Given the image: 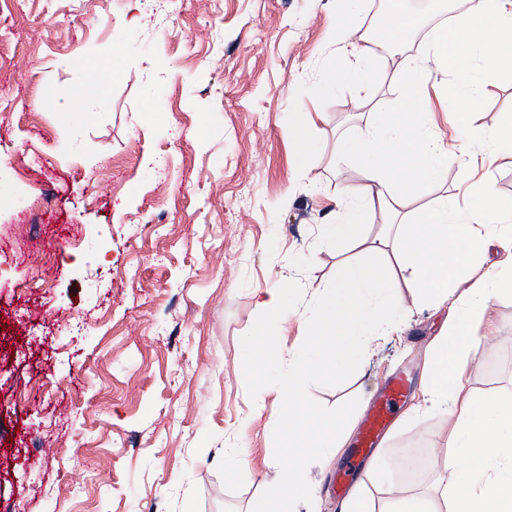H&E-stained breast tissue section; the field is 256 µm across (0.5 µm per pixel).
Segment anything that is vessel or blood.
Returning a JSON list of instances; mask_svg holds the SVG:
<instances>
[{"label":"vessel or blood","mask_w":512,"mask_h":512,"mask_svg":"<svg viewBox=\"0 0 512 512\" xmlns=\"http://www.w3.org/2000/svg\"><path fill=\"white\" fill-rule=\"evenodd\" d=\"M408 381L405 377L397 376L391 379L382 399L376 402L368 411L360 428L358 446L354 449L349 468L336 476V485L340 492H347L349 484L360 472L359 461L369 455L375 448L379 438L389 426L393 414L405 397Z\"/></svg>","instance_id":"b4317fda"}]
</instances>
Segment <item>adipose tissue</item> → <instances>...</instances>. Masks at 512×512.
<instances>
[{
    "label": "adipose tissue",
    "instance_id": "adipose-tissue-1",
    "mask_svg": "<svg viewBox=\"0 0 512 512\" xmlns=\"http://www.w3.org/2000/svg\"><path fill=\"white\" fill-rule=\"evenodd\" d=\"M334 41L338 52L354 55L357 71H334L330 87L364 83L377 59L400 54L419 19L390 14L367 39L351 41L349 22L359 0H340ZM450 63L455 83L449 91L448 127L440 129L422 93L429 60ZM492 73L512 74V0H470L453 14L450 25L433 28L430 38L405 57L392 105L376 112L357 135L336 143V162L354 160L362 181L343 187L336 197V221L320 227L324 244H361L372 220L386 225V240L396 252V266L364 260L343 262L334 280L323 284L316 311H301L308 348L281 353L275 334L286 320L294 288L279 281L255 292L262 313L246 360L255 380L279 363L283 411L279 434L295 463L273 470L274 496L267 512H297L306 492L305 470L347 442L355 417L345 411L315 412L309 402L314 381L344 372L370 355L378 339L398 331L397 319L411 307L440 310L449 294L462 295L459 308L444 319L435 338L420 391L431 409L448 416L444 441L448 471L457 473L446 498L448 512H512V401L493 394L473 395L462 377L480 356L482 341L471 332L512 276V203L497 195L490 181L472 185L468 202L441 197L415 207L419 188L440 181L453 153L481 167L512 159V118L490 127L474 126L478 89ZM339 512H437L426 494L400 495L375 509L364 489H355Z\"/></svg>",
    "mask_w": 512,
    "mask_h": 512
}]
</instances>
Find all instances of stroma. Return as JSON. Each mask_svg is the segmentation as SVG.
Returning <instances> with one entry per match:
<instances>
[{
	"instance_id": "35a3bbf8",
	"label": "stroma",
	"mask_w": 512,
	"mask_h": 512,
	"mask_svg": "<svg viewBox=\"0 0 512 512\" xmlns=\"http://www.w3.org/2000/svg\"><path fill=\"white\" fill-rule=\"evenodd\" d=\"M129 0H0V512H259L269 459L284 458L273 383L244 369L254 291L297 288L278 343L303 342L298 310L366 246L314 249L336 210L337 138L397 96L399 58L366 88L328 90L356 60L332 42L337 0H163L124 20ZM139 42L141 50L130 47ZM119 57L117 69L107 62ZM82 95L80 111L61 104ZM512 115V76L480 88L477 124ZM303 126L317 149L299 162ZM464 160L416 203L463 195ZM442 314L417 308L360 370L315 383L312 407L368 409L387 379L412 380L376 453L377 506L447 473L431 465L443 416L402 418L420 396ZM486 342L465 384L512 399V294L477 325ZM356 440L314 463L313 512H338L325 483ZM248 460L231 471L235 453Z\"/></svg>"
}]
</instances>
